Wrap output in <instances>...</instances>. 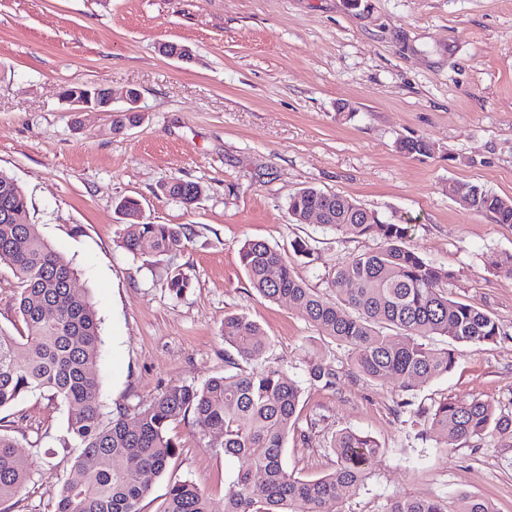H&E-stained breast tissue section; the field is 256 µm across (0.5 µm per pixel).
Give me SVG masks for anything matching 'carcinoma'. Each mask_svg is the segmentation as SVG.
<instances>
[{
  "instance_id": "obj_1",
  "label": "carcinoma",
  "mask_w": 512,
  "mask_h": 512,
  "mask_svg": "<svg viewBox=\"0 0 512 512\" xmlns=\"http://www.w3.org/2000/svg\"><path fill=\"white\" fill-rule=\"evenodd\" d=\"M202 193L199 184L174 180L159 194L186 207ZM467 208L512 224V200L474 185L461 197ZM27 197L12 179L0 174V262L7 263L18 284L17 309L26 332L20 337L0 332V411L35 393H46L66 409L63 446L75 448L73 471L64 480L54 512H140L139 504L161 477L177 445L169 436L172 423L192 420L203 437L219 442L215 452L236 459L235 479L224 493V512H295L301 501L308 512H336L344 495L368 478L372 461L384 448L372 437L345 430L332 450L335 469L322 477L303 478L282 462L288 435L295 427L300 386L278 369L226 374L201 385L170 384L140 406L136 422L125 412L108 417L95 373L99 355V322L91 303L71 287L75 278L69 260L53 249L26 222ZM120 213L133 223L122 247L133 255H167L189 240L183 224L136 222L138 200L125 197ZM293 221L315 214L326 229L379 241L373 251L353 255L326 277L341 293L330 302L297 278L282 253L264 240L249 239L240 259L249 284L267 301L288 299L323 335L348 348L351 376L374 381L392 379L408 392L445 375L455 363L450 349L421 342L449 336L474 347L502 336L496 319L481 307L452 300L440 289L441 276L406 246L408 226L384 224L355 200L314 187L296 192L289 201ZM190 277L177 269L167 273L165 288L178 297ZM391 327L395 334L380 335ZM264 330L245 315L224 318V343L245 361L261 360L268 348ZM311 383L336 387V368L311 361ZM419 433L446 448L480 439L489 432L512 437V413L480 398L444 399L413 410ZM30 465L15 451L14 441L0 432V502L21 493ZM459 512H492L473 496L461 497ZM157 512H211L205 491L188 480L169 484ZM385 512H447L439 500L395 497Z\"/></svg>"
}]
</instances>
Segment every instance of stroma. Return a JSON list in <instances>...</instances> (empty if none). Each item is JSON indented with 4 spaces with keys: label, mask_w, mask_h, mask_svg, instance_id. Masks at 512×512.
Returning a JSON list of instances; mask_svg holds the SVG:
<instances>
[{
    "label": "stroma",
    "mask_w": 512,
    "mask_h": 512,
    "mask_svg": "<svg viewBox=\"0 0 512 512\" xmlns=\"http://www.w3.org/2000/svg\"><path fill=\"white\" fill-rule=\"evenodd\" d=\"M169 42L188 46L191 59L164 55ZM67 86L111 90V111H72ZM130 89L143 120L113 133ZM409 138L424 139L429 153L401 152ZM0 174L22 187L29 221L73 261V287L95 306L106 410L131 416L167 385L230 371L222 328L242 313L267 333L263 366L302 390L284 452L290 471H333V439L346 429L384 449L338 512H384L396 496L457 512L464 494L512 512V438L490 433L451 448L422 438L397 410L404 391L351 378L347 349L287 301L259 298L239 255L245 240H264L332 300L325 273L377 243L295 223L290 197L312 186L357 200L382 222L408 223L407 246L451 273L449 296L487 310L507 333L479 348L431 338L453 348L455 365L415 388V402L477 397L511 411L512 276L495 262L512 253V224L467 209L459 194L478 185L512 199V0H0ZM176 178L201 186L192 208L158 196ZM124 196L141 201L145 221L191 225L184 249L124 250ZM176 267L191 278L179 297L164 286ZM16 295L0 263V332L13 336L24 330ZM315 358L335 365V388L310 384ZM8 419L31 465L8 512H53L75 461L59 442L66 410L35 394ZM169 434L176 454L142 512H157L175 479L224 512L236 461L207 448L191 421Z\"/></svg>",
    "instance_id": "stroma-1"
}]
</instances>
